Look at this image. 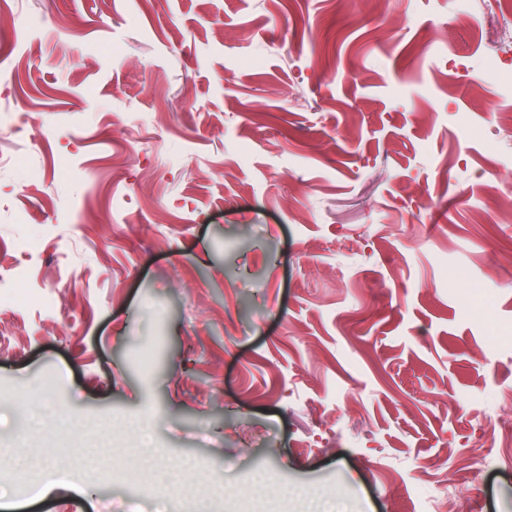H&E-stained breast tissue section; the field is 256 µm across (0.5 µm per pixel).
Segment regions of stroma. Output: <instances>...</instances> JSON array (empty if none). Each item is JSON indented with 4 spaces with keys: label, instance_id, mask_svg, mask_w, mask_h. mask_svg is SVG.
<instances>
[{
    "label": "stroma",
    "instance_id": "obj_1",
    "mask_svg": "<svg viewBox=\"0 0 512 512\" xmlns=\"http://www.w3.org/2000/svg\"><path fill=\"white\" fill-rule=\"evenodd\" d=\"M491 61L495 0H0L15 512H512Z\"/></svg>",
    "mask_w": 512,
    "mask_h": 512
}]
</instances>
